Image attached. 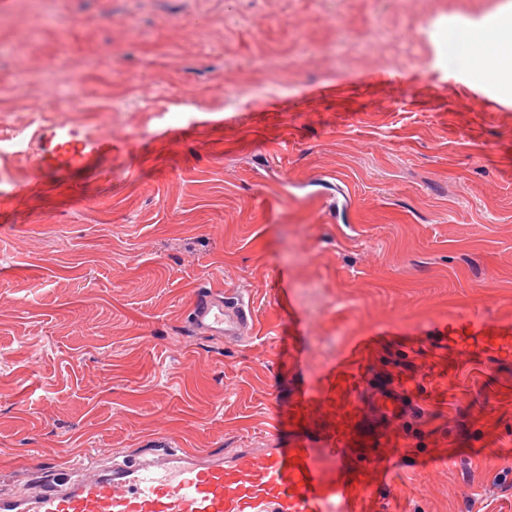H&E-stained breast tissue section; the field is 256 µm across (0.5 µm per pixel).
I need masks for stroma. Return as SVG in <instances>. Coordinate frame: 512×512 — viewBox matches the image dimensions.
<instances>
[{
	"instance_id": "stroma-1",
	"label": "stroma",
	"mask_w": 512,
	"mask_h": 512,
	"mask_svg": "<svg viewBox=\"0 0 512 512\" xmlns=\"http://www.w3.org/2000/svg\"><path fill=\"white\" fill-rule=\"evenodd\" d=\"M511 5L9 0L0 482L161 434L221 452L353 424L401 459L366 512H512V362L436 342L460 314L512 320V98L443 50ZM50 60L77 101L17 98ZM40 128L100 149L37 166ZM206 283L249 299L244 343L189 331ZM382 385L414 409L380 429Z\"/></svg>"
}]
</instances>
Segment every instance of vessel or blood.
<instances>
[{"label": "vessel or blood", "instance_id": "vessel-or-blood-1", "mask_svg": "<svg viewBox=\"0 0 512 512\" xmlns=\"http://www.w3.org/2000/svg\"><path fill=\"white\" fill-rule=\"evenodd\" d=\"M32 140L38 165L86 158L49 148L41 133ZM254 321L240 293L217 286L197 290L187 315L192 334L224 344L242 343ZM475 343L511 360L512 325L479 316L449 323V346L467 350ZM410 409L403 396L372 404L386 420ZM392 465L388 456H362L348 436L323 442L298 434L286 447L275 432L258 448L211 453L162 435L146 448L113 451L105 461L90 458L74 468L43 463L22 489L0 493V512H359L365 476Z\"/></svg>", "mask_w": 512, "mask_h": 512}]
</instances>
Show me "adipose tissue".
<instances>
[{
    "mask_svg": "<svg viewBox=\"0 0 512 512\" xmlns=\"http://www.w3.org/2000/svg\"><path fill=\"white\" fill-rule=\"evenodd\" d=\"M444 49L480 77L494 68L512 71V10L500 12L487 21L453 26Z\"/></svg>",
    "mask_w": 512,
    "mask_h": 512,
    "instance_id": "adipose-tissue-1",
    "label": "adipose tissue"
}]
</instances>
